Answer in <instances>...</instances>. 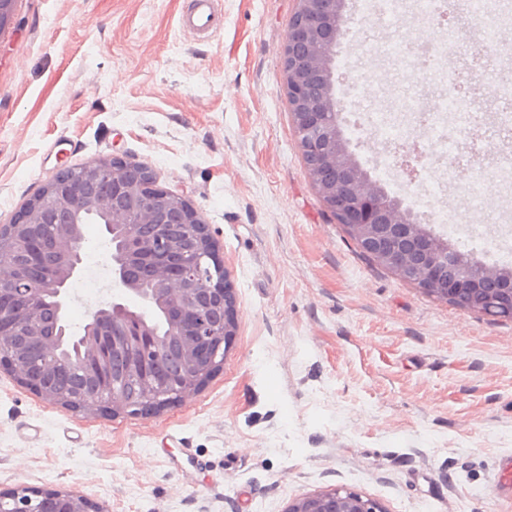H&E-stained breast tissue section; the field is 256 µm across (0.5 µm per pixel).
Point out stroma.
<instances>
[{"instance_id": "35a3bbf8", "label": "stroma", "mask_w": 512, "mask_h": 512, "mask_svg": "<svg viewBox=\"0 0 512 512\" xmlns=\"http://www.w3.org/2000/svg\"><path fill=\"white\" fill-rule=\"evenodd\" d=\"M191 0H15L0 27V225L61 167L122 156L183 192L206 222L237 298L223 368L195 395L143 416L50 404L0 371V492L72 490L105 512H287L335 488L387 512H499L494 461L512 451V321L425 296L376 265L322 207L297 147L280 55L296 0H220V27L190 38ZM336 58L345 135L409 205L428 198L376 152L351 74L393 100L434 99L389 56L396 25L360 21ZM485 22L448 7L452 61L495 111ZM485 199L443 187L449 210L499 231L512 196L494 147L458 126Z\"/></svg>"}]
</instances>
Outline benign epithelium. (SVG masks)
<instances>
[{
	"mask_svg": "<svg viewBox=\"0 0 512 512\" xmlns=\"http://www.w3.org/2000/svg\"><path fill=\"white\" fill-rule=\"evenodd\" d=\"M281 55L292 127L324 208L376 263L422 293L462 310L512 320V268H477L411 219L350 150L335 92L336 48L346 0H296ZM94 216L111 250L112 300L80 333L67 312L80 272L83 224ZM237 334L236 296L207 224L183 195L158 186L141 162L113 157L63 167L8 224L0 225V370L43 400L81 413L142 415L192 396L224 365ZM180 366L168 368L170 343ZM122 355L140 381L127 396L109 359ZM92 375L67 392L61 369ZM0 512H101L73 491L0 493ZM287 512H386L377 500L334 489Z\"/></svg>",
	"mask_w": 512,
	"mask_h": 512,
	"instance_id": "benign-epithelium-1",
	"label": "benign epithelium"
}]
</instances>
